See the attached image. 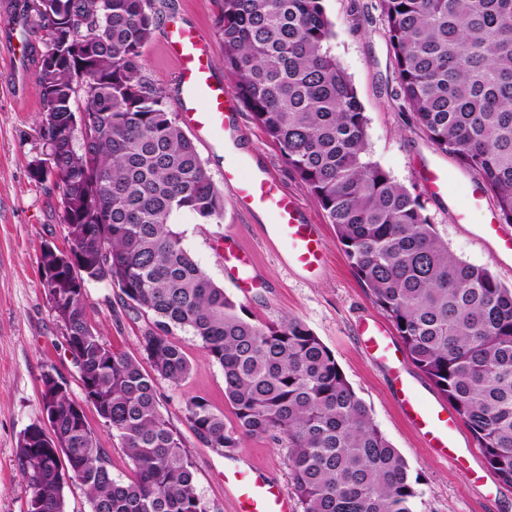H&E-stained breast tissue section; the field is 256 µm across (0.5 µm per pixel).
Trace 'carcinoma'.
Wrapping results in <instances>:
<instances>
[{"label":"carcinoma","instance_id":"carcinoma-1","mask_svg":"<svg viewBox=\"0 0 512 512\" xmlns=\"http://www.w3.org/2000/svg\"><path fill=\"white\" fill-rule=\"evenodd\" d=\"M156 0H23L44 31L35 59L40 135L68 249H43L51 310L92 402L133 464L126 482L78 415L68 389L41 394L54 450L76 470L90 512H211L197 492L180 431L160 412L156 383L193 365L173 330L188 329L224 369L235 422L203 398L186 403L200 443L233 452L252 436L288 448L289 491L303 512H412L417 479L375 425L332 352L301 320L260 322L194 262L170 224L182 212L224 215L192 139L144 74ZM397 95L435 148L454 157L512 224V0H378ZM224 67L251 121L279 147L335 228L359 279L410 361L448 400L487 467L512 487V289L454 257L421 195L367 160V116L330 54L325 0H220ZM88 115L83 141L70 119ZM108 281L134 313L152 317L149 364L112 348L89 317L86 284ZM20 435L27 512H65L59 464L39 436ZM41 458L33 466L35 457Z\"/></svg>","mask_w":512,"mask_h":512}]
</instances>
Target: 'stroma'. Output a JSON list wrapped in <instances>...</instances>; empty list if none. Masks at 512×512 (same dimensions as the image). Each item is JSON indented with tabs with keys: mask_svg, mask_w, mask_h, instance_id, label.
<instances>
[{
	"mask_svg": "<svg viewBox=\"0 0 512 512\" xmlns=\"http://www.w3.org/2000/svg\"><path fill=\"white\" fill-rule=\"evenodd\" d=\"M157 7L158 27L145 50L144 71L163 87L169 111L177 114L181 103L175 67L164 51L166 28L173 20L196 27L211 45L215 78L228 82L224 42L216 25L219 8L216 0H158ZM325 7L334 31L331 53L350 76L368 118L370 160L422 195L438 235L456 257L488 268L505 287L512 288V258L498 257L495 240L480 232L481 224L496 212L491 196L472 207L465 197L452 201L428 190L426 172L432 167L449 172L463 188L472 177L452 156L436 150L397 97L392 52L377 0H325ZM11 84L9 64L0 59V512H26L28 488L16 448L24 429L42 419L43 372L55 368L76 400L83 401L84 394L38 267L42 248L62 245L64 236L58 189L53 182L41 183L29 176L30 162L44 151L39 135V91L31 89L29 97L20 101L12 96ZM236 117L241 128L239 153L267 167L282 188L298 199L318 226L327 261L313 273L288 266L283 245L270 243L263 235L265 217L246 215L230 198L225 201L221 223L206 224L190 213L175 217L172 229L183 247L227 295L244 302L253 318L265 322L298 318L333 353L375 424L398 449L411 474L419 476L413 512H512V488L499 483L466 427H459L454 435L458 458L452 461L423 448L419 435L405 423L388 366L364 349L358 334L361 321L383 319V311L356 276L323 210L289 173L276 144L244 109H237ZM461 207L467 217L459 223L454 211ZM228 253L258 272V283L248 291L240 290L225 266ZM119 294V288L108 282L89 284L87 309L115 349L138 358L152 319L125 312ZM174 338L193 370L177 384L158 380L161 413L182 432L195 464L197 491L212 512H236L234 496L224 487L223 452L199 443L185 419L187 401L200 397L223 411L226 422H233L224 401V371L204 359L191 332L175 330ZM84 409L100 445L110 453L113 477L128 481L132 464L118 438L104 426L92 404L85 403ZM235 458L241 466L263 473L271 483L288 487V450L283 445L265 436L251 437Z\"/></svg>",
	"mask_w": 512,
	"mask_h": 512,
	"instance_id": "stroma-1",
	"label": "stroma"
}]
</instances>
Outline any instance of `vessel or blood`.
<instances>
[{"label": "vessel or blood", "instance_id": "1", "mask_svg": "<svg viewBox=\"0 0 512 512\" xmlns=\"http://www.w3.org/2000/svg\"><path fill=\"white\" fill-rule=\"evenodd\" d=\"M0 40L8 50L14 92L19 97L27 96L30 92V45L12 30ZM164 47L176 67L186 123L200 138L207 139L220 132L224 135L225 144L236 143L239 135L231 124L236 101L233 94L212 75L209 42L196 28L175 23L168 27ZM224 183L232 191L240 211L270 215L271 220L264 225L263 234L269 241L286 242L288 264L310 272L324 263L325 250L316 225L305 216L298 200L283 190L267 167L229 161L224 167ZM359 335L368 353L392 365L396 398L406 423L418 432L424 447L440 456H447L458 429L456 418L445 408L424 400L412 381L395 368L399 349L382 321H363ZM224 485L237 501V512L291 510L286 490L267 482L252 469L238 466L225 469Z\"/></svg>", "mask_w": 512, "mask_h": 512}]
</instances>
